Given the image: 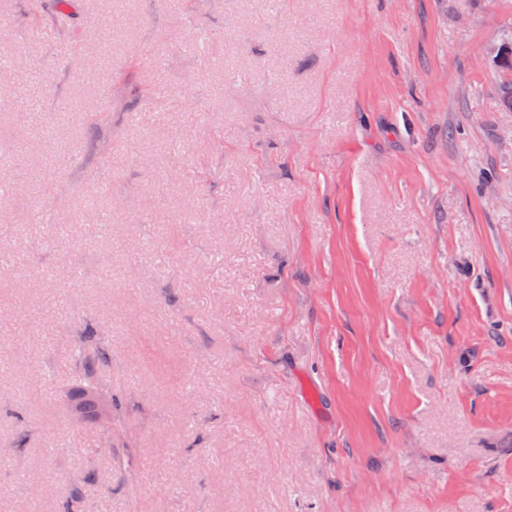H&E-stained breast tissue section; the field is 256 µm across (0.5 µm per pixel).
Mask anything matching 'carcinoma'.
I'll return each mask as SVG.
<instances>
[{"instance_id":"carcinoma-1","label":"carcinoma","mask_w":512,"mask_h":512,"mask_svg":"<svg viewBox=\"0 0 512 512\" xmlns=\"http://www.w3.org/2000/svg\"><path fill=\"white\" fill-rule=\"evenodd\" d=\"M95 326L85 324L79 335L67 342L68 366L61 381V392L69 410L79 414L85 424L112 434V425L121 419L119 403L112 390L103 389L101 367L109 362L106 349L95 344Z\"/></svg>"}]
</instances>
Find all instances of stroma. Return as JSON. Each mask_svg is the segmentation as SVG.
<instances>
[{
	"mask_svg": "<svg viewBox=\"0 0 512 512\" xmlns=\"http://www.w3.org/2000/svg\"><path fill=\"white\" fill-rule=\"evenodd\" d=\"M71 4L0 0V512H512V0ZM98 332L95 326L86 323L79 333L67 342L68 366L61 381V392L69 410L79 414L85 424L112 433V425L121 419L119 403L112 388L103 389L100 378L101 367L109 362L106 349L97 346ZM71 414V419L82 423V418Z\"/></svg>",
	"mask_w": 512,
	"mask_h": 512,
	"instance_id": "35a3bbf8",
	"label": "stroma"
}]
</instances>
